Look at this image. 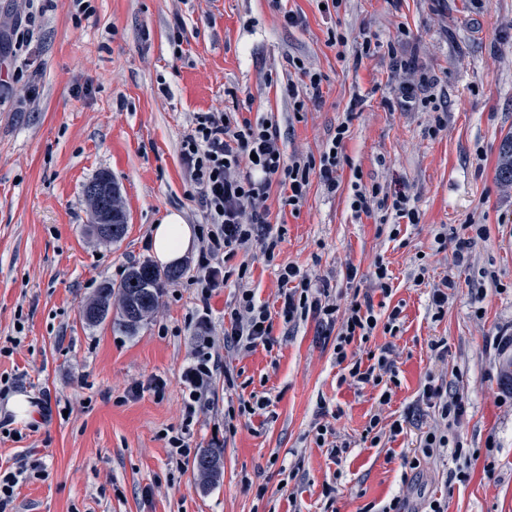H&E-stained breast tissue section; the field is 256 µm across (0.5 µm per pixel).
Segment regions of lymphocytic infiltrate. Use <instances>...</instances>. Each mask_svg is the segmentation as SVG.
<instances>
[{
    "mask_svg": "<svg viewBox=\"0 0 512 512\" xmlns=\"http://www.w3.org/2000/svg\"><path fill=\"white\" fill-rule=\"evenodd\" d=\"M349 133L348 124H340L326 150L319 158L287 161L280 135L262 122H252L234 112H202L182 140L181 160L197 199L204 212L205 225L200 228L202 247L196 266V283L202 306H209L212 293L222 284L219 261L238 254L259 250L266 262H274L280 253L287 230L272 226L265 205L272 188H279L281 202L299 209L307 195L311 174H318L327 192L340 186L338 171L341 151ZM249 262H241L237 280L240 290L236 303L228 313L229 325L224 330V343L238 350L256 348L273 350L277 343L267 306L256 303L248 286ZM372 291L353 296L346 307H339L329 279H311L293 264L278 265L277 281L281 287L280 315L284 323L315 317L322 335L333 337V354L340 370V382L363 388H380V404H388L392 388L385 376L394 375L392 344H385L358 356V346L370 341L376 330L396 335L399 330V308L391 311L374 305V293L392 294L391 274L384 259H377L369 274ZM215 362L210 354H198L182 379L187 392L182 416L192 420L201 407V390L213 374ZM421 400L438 413L435 427L423 432L418 448L404 457L403 468L418 471L424 464L451 451L458 472L471 469L479 455L459 444L456 431L463 422L468 403L435 376H427Z\"/></svg>",
    "mask_w": 512,
    "mask_h": 512,
    "instance_id": "1",
    "label": "lymphocytic infiltrate"
}]
</instances>
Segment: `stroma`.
Wrapping results in <instances>:
<instances>
[{
    "instance_id": "obj_1",
    "label": "stroma",
    "mask_w": 512,
    "mask_h": 512,
    "mask_svg": "<svg viewBox=\"0 0 512 512\" xmlns=\"http://www.w3.org/2000/svg\"><path fill=\"white\" fill-rule=\"evenodd\" d=\"M287 12L302 24L285 25ZM334 27L346 47L328 46ZM363 32L379 46L361 58L354 39ZM398 35L402 58L445 114L439 132L429 130V109L399 97L405 75L387 48ZM297 60L322 75L321 99L302 112L283 93ZM215 110L271 123L290 159L320 156L348 123L340 189L312 180L295 212L271 191L269 220L287 229L276 264L329 279L340 304L370 288L376 258L388 263L392 294L373 299L401 308L400 328L369 345L395 344L389 404L377 389L339 382L333 341L316 320L283 322L276 265L257 254L250 286L272 315L273 350L225 346L240 260L223 264L230 277L205 312L193 250L136 334L82 321L101 283L151 260L153 224L172 211L203 223L180 144L197 113ZM509 133L512 0H342L331 14L318 0H0V344L19 340L0 356V468L31 454L43 463L17 487L14 512H365L395 497L406 512L433 500L445 512H512V187L496 178ZM102 172L127 215L112 244L86 232L84 187ZM356 176L381 193L404 192L419 222L401 224L393 240L379 233L395 216L351 208ZM461 238L471 248L459 267L451 248ZM350 264L359 270L352 284ZM448 277L456 286L438 319L429 295ZM434 339L446 342L445 360L431 351ZM202 351L221 367L202 389L192 445L224 450V472L205 489L165 438L182 423V375ZM431 373L469 402L464 447L493 450L461 482H449L457 464L448 456L402 476V456L436 416L419 398ZM46 391L52 418L28 431L7 404L23 394L34 405ZM253 393L271 398L267 411L228 418L239 395ZM376 413L413 421L375 446L364 429ZM324 423L349 442L342 459L315 444Z\"/></svg>"
}]
</instances>
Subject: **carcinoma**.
Listing matches in <instances>:
<instances>
[{
	"instance_id": "carcinoma-1",
	"label": "carcinoma",
	"mask_w": 512,
	"mask_h": 512,
	"mask_svg": "<svg viewBox=\"0 0 512 512\" xmlns=\"http://www.w3.org/2000/svg\"><path fill=\"white\" fill-rule=\"evenodd\" d=\"M497 178L504 185L512 186V135H507L500 147ZM104 181V174H98L84 189L96 192L97 204L105 220L112 222V235L104 238L107 243L118 242L126 234L127 218L120 203V197H112L98 192L100 182ZM184 270L173 268L160 271L150 262L144 261L131 267L124 279L117 285L104 282L97 289L93 299L84 304L80 317L88 326H97L106 320L119 330L134 334L141 327L148 315L159 306L165 286L181 278ZM118 298L119 309L112 313V298ZM223 461L224 449L220 447L203 448L193 461V470L206 480V485L219 481L220 475L206 466L207 460Z\"/></svg>"
}]
</instances>
